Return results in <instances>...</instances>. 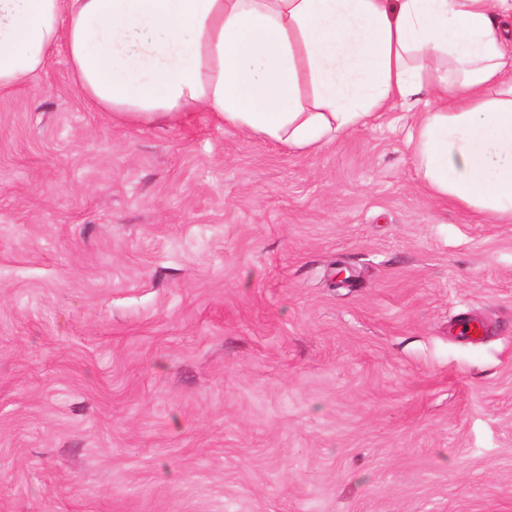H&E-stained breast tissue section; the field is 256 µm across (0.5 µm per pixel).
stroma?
I'll use <instances>...</instances> for the list:
<instances>
[{
  "instance_id": "obj_1",
  "label": "stroma",
  "mask_w": 512,
  "mask_h": 512,
  "mask_svg": "<svg viewBox=\"0 0 512 512\" xmlns=\"http://www.w3.org/2000/svg\"><path fill=\"white\" fill-rule=\"evenodd\" d=\"M407 127L132 125L61 49L0 94V512H512V223Z\"/></svg>"
}]
</instances>
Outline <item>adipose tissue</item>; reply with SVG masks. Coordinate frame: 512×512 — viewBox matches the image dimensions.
Masks as SVG:
<instances>
[{
  "label": "adipose tissue",
  "mask_w": 512,
  "mask_h": 512,
  "mask_svg": "<svg viewBox=\"0 0 512 512\" xmlns=\"http://www.w3.org/2000/svg\"><path fill=\"white\" fill-rule=\"evenodd\" d=\"M60 46L89 102L138 125L207 112L314 153L414 113L428 189L512 221V0H0V93Z\"/></svg>",
  "instance_id": "1"
}]
</instances>
